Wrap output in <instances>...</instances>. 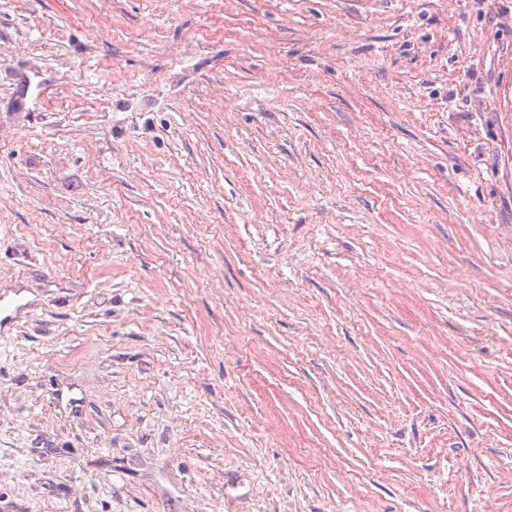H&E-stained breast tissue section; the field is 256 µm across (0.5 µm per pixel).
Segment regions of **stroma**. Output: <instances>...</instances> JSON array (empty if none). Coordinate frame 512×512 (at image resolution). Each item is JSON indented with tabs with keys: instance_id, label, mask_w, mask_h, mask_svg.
<instances>
[{
	"instance_id": "obj_1",
	"label": "stroma",
	"mask_w": 512,
	"mask_h": 512,
	"mask_svg": "<svg viewBox=\"0 0 512 512\" xmlns=\"http://www.w3.org/2000/svg\"><path fill=\"white\" fill-rule=\"evenodd\" d=\"M0 512H512V0H0Z\"/></svg>"
}]
</instances>
